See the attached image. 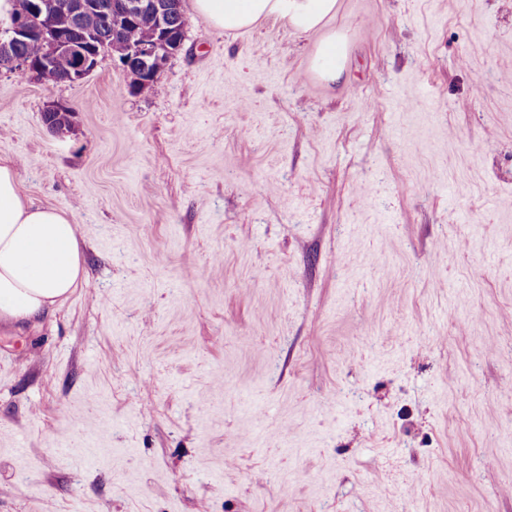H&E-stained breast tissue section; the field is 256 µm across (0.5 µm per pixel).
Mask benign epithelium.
Instances as JSON below:
<instances>
[{
  "mask_svg": "<svg viewBox=\"0 0 512 512\" xmlns=\"http://www.w3.org/2000/svg\"><path fill=\"white\" fill-rule=\"evenodd\" d=\"M146 12L154 16L152 37L130 46L116 61L131 76L135 88H151L159 81L166 61L183 49L186 37V26L175 22L166 0H31L28 10L13 16L0 42L46 41L48 49L41 62L34 64L16 54L9 67L38 81L43 71L53 67L57 56L64 54L71 60L64 83L79 85L98 66V52L88 40H73L61 33L59 16L91 27L103 17L135 19Z\"/></svg>",
  "mask_w": 512,
  "mask_h": 512,
  "instance_id": "7a95c632",
  "label": "benign epithelium"
}]
</instances>
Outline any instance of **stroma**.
Here are the masks:
<instances>
[{
    "instance_id": "obj_1",
    "label": "stroma",
    "mask_w": 512,
    "mask_h": 512,
    "mask_svg": "<svg viewBox=\"0 0 512 512\" xmlns=\"http://www.w3.org/2000/svg\"><path fill=\"white\" fill-rule=\"evenodd\" d=\"M186 17L151 88L0 72L85 266L0 325V512H512V0H337L333 84Z\"/></svg>"
}]
</instances>
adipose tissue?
Instances as JSON below:
<instances>
[{
	"mask_svg": "<svg viewBox=\"0 0 512 512\" xmlns=\"http://www.w3.org/2000/svg\"><path fill=\"white\" fill-rule=\"evenodd\" d=\"M337 0H194L197 16L226 32L248 31L275 17L295 31H324ZM310 69L328 82L344 73L347 39L324 32ZM84 277L77 229L57 207L34 204L23 191L14 167L0 160V323L31 320L61 307Z\"/></svg>",
	"mask_w": 512,
	"mask_h": 512,
	"instance_id": "1",
	"label": "adipose tissue"
}]
</instances>
